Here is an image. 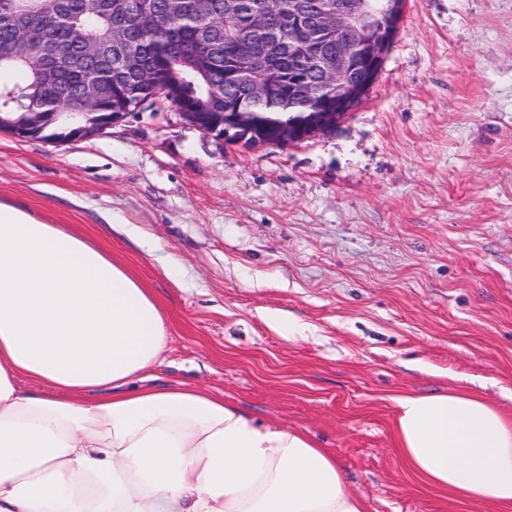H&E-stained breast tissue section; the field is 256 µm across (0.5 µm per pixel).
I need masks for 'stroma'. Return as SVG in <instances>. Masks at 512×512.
<instances>
[{"mask_svg":"<svg viewBox=\"0 0 512 512\" xmlns=\"http://www.w3.org/2000/svg\"><path fill=\"white\" fill-rule=\"evenodd\" d=\"M0 202L157 299L153 373L305 431L368 512H487L416 484L400 393L512 394V0H407L367 99L292 146L164 102L56 143L0 134Z\"/></svg>","mask_w":512,"mask_h":512,"instance_id":"35a3bbf8","label":"stroma"}]
</instances>
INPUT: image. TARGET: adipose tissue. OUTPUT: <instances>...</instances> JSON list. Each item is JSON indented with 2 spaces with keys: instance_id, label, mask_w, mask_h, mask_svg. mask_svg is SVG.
<instances>
[{
  "instance_id": "adipose-tissue-1",
  "label": "adipose tissue",
  "mask_w": 512,
  "mask_h": 512,
  "mask_svg": "<svg viewBox=\"0 0 512 512\" xmlns=\"http://www.w3.org/2000/svg\"><path fill=\"white\" fill-rule=\"evenodd\" d=\"M168 344L123 266L0 203V512H367L306 432L152 383ZM395 403L420 485L512 512V411L476 392Z\"/></svg>"
}]
</instances>
